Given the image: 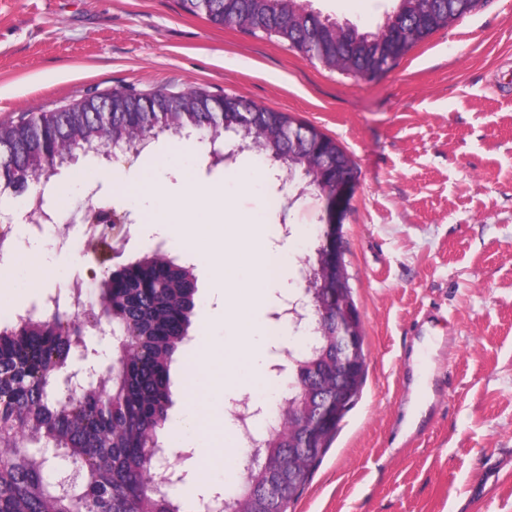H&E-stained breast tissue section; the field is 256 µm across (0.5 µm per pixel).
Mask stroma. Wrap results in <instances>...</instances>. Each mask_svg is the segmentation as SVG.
Here are the masks:
<instances>
[{
	"label": "stroma",
	"instance_id": "1",
	"mask_svg": "<svg viewBox=\"0 0 512 512\" xmlns=\"http://www.w3.org/2000/svg\"><path fill=\"white\" fill-rule=\"evenodd\" d=\"M321 19L379 32L401 0H299ZM224 92L311 123L336 140L355 167L344 209L345 260L364 332L367 378L309 487L289 512H512V0L485 4L409 51L373 81L313 62L276 40L212 24L177 0H0V123L50 112L115 88ZM157 142L126 162L79 156L57 184L42 186L56 231L35 235L21 201L12 230L39 249L58 275L28 287L16 262L0 288V322L32 309L72 281L93 285L101 255L73 234L88 205L130 212L124 258L155 236L141 199H120L114 174L144 170L171 191L181 171ZM223 164H194L198 182L270 230L288 253V280L255 312L272 323L300 260L318 245L325 197H293L280 163L258 160L224 137ZM290 227L289 237L279 235ZM196 308L182 359L170 369L173 406L163 431L169 460L193 475L173 496L232 493L243 456L224 451L208 470L210 428L182 432L189 362L224 339L219 284L207 260L195 267Z\"/></svg>",
	"mask_w": 512,
	"mask_h": 512
}]
</instances>
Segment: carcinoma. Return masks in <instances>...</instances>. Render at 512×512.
<instances>
[{"label": "carcinoma", "instance_id": "obj_1", "mask_svg": "<svg viewBox=\"0 0 512 512\" xmlns=\"http://www.w3.org/2000/svg\"><path fill=\"white\" fill-rule=\"evenodd\" d=\"M182 10L204 14L215 25L288 44L296 52L351 76L371 80L395 65L408 51L375 61L364 52L336 58L353 43L396 41L406 31L422 42L453 20L471 13L481 0H402L388 18L387 31L370 34L347 26L338 36L332 26L308 15L297 16V0H179ZM110 112H89L75 103L66 112H43L0 126V183L23 194L47 183L62 164L73 160L75 142L100 152L112 144L140 145V133L161 136L204 133L223 142L232 131L251 151L286 165L303 190L325 195L328 177L353 175L344 150L316 127L283 112L224 97L202 88L171 95L165 87L148 92L116 88L107 92ZM303 292L318 297L325 286L316 263L305 260ZM93 305L112 321L113 339L133 332L137 350L120 355L103 382H91L74 398L59 389L58 376L81 341L78 323L65 311L30 314L0 327V512H71L80 502L86 512H182L169 491L153 482L148 460L160 444L173 404L170 368L189 337L195 309L194 267L151 250L117 279L97 285ZM321 313L312 318L310 348L296 355L288 369L296 413H323L316 396L301 385L334 359L326 350ZM344 416L321 425L312 444L303 447L302 430L285 427L278 436L257 443L245 471L254 494L237 492L225 512H288L309 485L315 467L329 450Z\"/></svg>", "mask_w": 512, "mask_h": 512}]
</instances>
